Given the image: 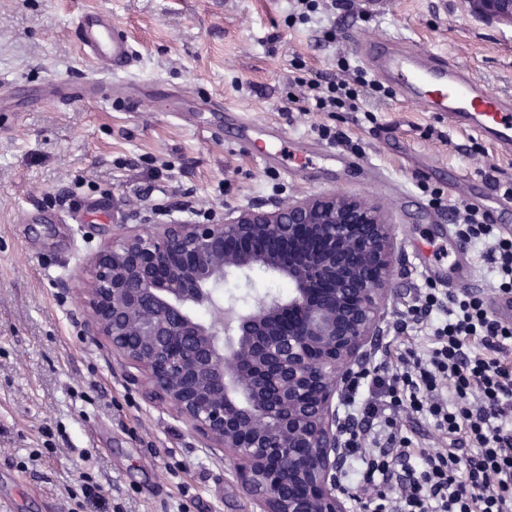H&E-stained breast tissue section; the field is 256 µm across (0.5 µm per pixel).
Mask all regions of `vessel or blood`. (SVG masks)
<instances>
[{"label": "vessel or blood", "instance_id": "1", "mask_svg": "<svg viewBox=\"0 0 512 512\" xmlns=\"http://www.w3.org/2000/svg\"><path fill=\"white\" fill-rule=\"evenodd\" d=\"M75 34L81 54L104 65L108 74L126 71L134 58L128 32L114 25L107 13H81L75 20ZM362 60L395 95L417 101L424 111L440 114L455 129L478 131L498 149L512 152V97L488 93L463 66L427 47L413 46L391 36L366 43ZM71 94L108 99L112 84L106 77L92 76L74 87ZM227 129L228 142L267 167L282 161L288 148L300 155L308 168L317 160L337 161L347 167L357 163L365 169L370 166L369 161H355L354 157L311 141L287 139L284 133L273 132L248 118L229 123Z\"/></svg>", "mask_w": 512, "mask_h": 512}]
</instances>
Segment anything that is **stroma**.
<instances>
[{
  "label": "stroma",
  "instance_id": "stroma-1",
  "mask_svg": "<svg viewBox=\"0 0 512 512\" xmlns=\"http://www.w3.org/2000/svg\"><path fill=\"white\" fill-rule=\"evenodd\" d=\"M331 43L289 26V0H0V512H255L234 462L204 447L169 408L128 388L120 360L82 334L77 281L88 258L164 205L162 222L342 191L387 211L404 267L391 283L392 314L426 279L413 245L447 246L452 215L420 186L446 190L456 175L499 200L512 225V156L475 131L397 96L371 98L376 119L290 110L292 62L332 72L364 43L395 36L424 44L512 96V26L472 15L460 0H324ZM111 13L137 57L108 100L40 99L49 81L77 82L97 66L82 56L73 19ZM233 112L291 137L334 122L380 176L299 178L291 157L269 169L210 136L200 120ZM433 137H426V129ZM482 153H472L473 144ZM85 223L71 219L85 205ZM101 488L87 501L81 474Z\"/></svg>",
  "mask_w": 512,
  "mask_h": 512
}]
</instances>
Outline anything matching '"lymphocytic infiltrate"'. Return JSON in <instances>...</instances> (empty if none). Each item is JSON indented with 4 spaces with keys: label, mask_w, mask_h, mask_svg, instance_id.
<instances>
[{
    "label": "lymphocytic infiltrate",
    "mask_w": 512,
    "mask_h": 512,
    "mask_svg": "<svg viewBox=\"0 0 512 512\" xmlns=\"http://www.w3.org/2000/svg\"><path fill=\"white\" fill-rule=\"evenodd\" d=\"M337 75L311 73L295 61L302 112H360L389 90L348 58ZM455 233L487 262L497 291L512 293V236L485 213L456 206ZM400 331L414 330L427 349L356 375L346 398L352 427L344 436L343 480L366 491V512H512V325L483 296L418 289ZM431 424L436 447L407 426Z\"/></svg>",
    "instance_id": "obj_1"
}]
</instances>
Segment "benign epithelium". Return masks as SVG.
I'll return each instance as SVG.
<instances>
[{"mask_svg":"<svg viewBox=\"0 0 512 512\" xmlns=\"http://www.w3.org/2000/svg\"><path fill=\"white\" fill-rule=\"evenodd\" d=\"M512 26V0H463ZM403 261L386 211L329 192L228 209L221 217L143 224L87 264L84 335L127 378L151 387L209 448L236 460L259 512H347L348 419L338 401L388 335L390 285ZM262 269L288 284L241 308Z\"/></svg>","mask_w":512,"mask_h":512,"instance_id":"benign-epithelium-1","label":"benign epithelium"}]
</instances>
